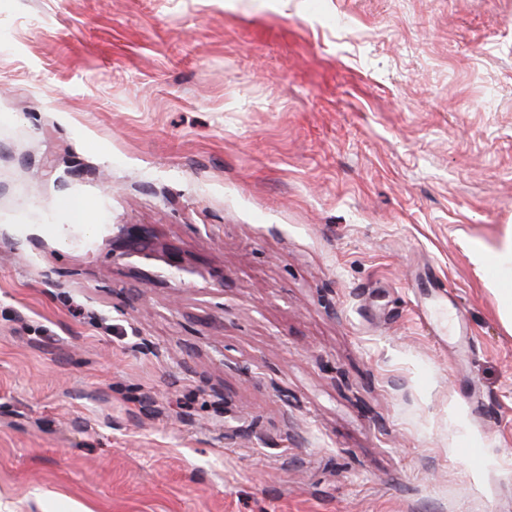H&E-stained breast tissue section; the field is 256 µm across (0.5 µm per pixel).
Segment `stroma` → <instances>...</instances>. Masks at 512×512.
I'll return each instance as SVG.
<instances>
[{"instance_id":"35a3bbf8","label":"stroma","mask_w":512,"mask_h":512,"mask_svg":"<svg viewBox=\"0 0 512 512\" xmlns=\"http://www.w3.org/2000/svg\"><path fill=\"white\" fill-rule=\"evenodd\" d=\"M511 231L512 0H0V512H512ZM148 243V231L137 225L127 227L117 240L112 241V245L121 249L129 258L153 259L151 256L154 255L147 251ZM498 265L490 279L491 288L499 301L503 318L512 326V239L495 251Z\"/></svg>"}]
</instances>
